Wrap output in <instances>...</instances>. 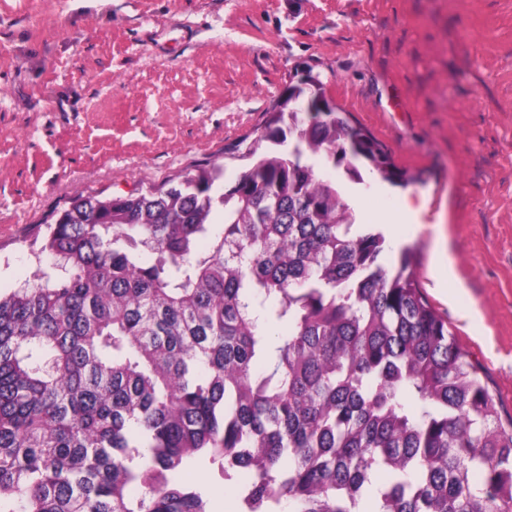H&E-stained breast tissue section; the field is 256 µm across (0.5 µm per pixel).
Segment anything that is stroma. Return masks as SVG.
<instances>
[{
  "mask_svg": "<svg viewBox=\"0 0 512 512\" xmlns=\"http://www.w3.org/2000/svg\"><path fill=\"white\" fill-rule=\"evenodd\" d=\"M416 181L353 184L362 229L416 252L419 286L512 424V0H0V291L33 281L40 225L80 196L220 166L305 71ZM420 224H391L404 191ZM212 512L246 482L184 470Z\"/></svg>",
  "mask_w": 512,
  "mask_h": 512,
  "instance_id": "1",
  "label": "stroma"
}]
</instances>
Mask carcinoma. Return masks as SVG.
Here are the masks:
<instances>
[{
	"mask_svg": "<svg viewBox=\"0 0 512 512\" xmlns=\"http://www.w3.org/2000/svg\"><path fill=\"white\" fill-rule=\"evenodd\" d=\"M288 86L228 190L78 197L47 270L0 295V512H512V428L477 367L321 164L412 182L368 130ZM183 481L188 485L205 487L213 512H239L242 510V497L246 482L243 477L235 476L224 481L217 464H197L188 467L182 474Z\"/></svg>",
	"mask_w": 512,
	"mask_h": 512,
	"instance_id": "cac0c4a2",
	"label": "carcinoma"
}]
</instances>
